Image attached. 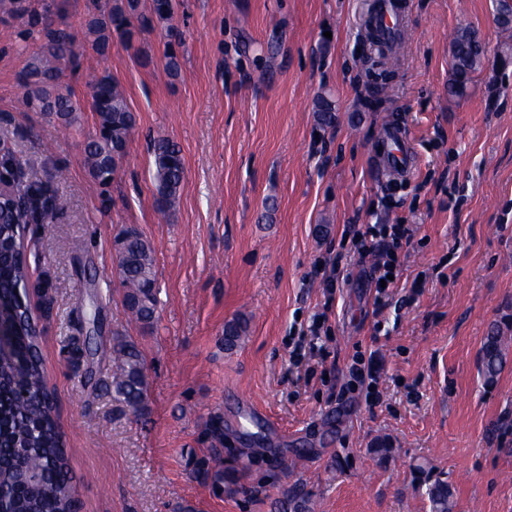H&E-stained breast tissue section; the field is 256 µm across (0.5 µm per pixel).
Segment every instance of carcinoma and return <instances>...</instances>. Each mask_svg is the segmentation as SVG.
Returning a JSON list of instances; mask_svg holds the SVG:
<instances>
[{
  "label": "carcinoma",
  "instance_id": "obj_1",
  "mask_svg": "<svg viewBox=\"0 0 512 512\" xmlns=\"http://www.w3.org/2000/svg\"><path fill=\"white\" fill-rule=\"evenodd\" d=\"M11 4L15 13L29 18L30 28L20 33L22 39L34 32L40 37L38 50L29 56L20 76L27 107L70 126L77 122V113L89 106L97 122L95 135L84 147L85 165L99 186H109L135 125L124 89L108 76L94 78L86 83L89 99L82 104L61 82L66 69L78 66L80 46L75 38L54 27L46 16L31 11L28 0H11ZM175 4L176 0H151L150 11L144 13L140 0L98 2L86 22L84 39L92 49L104 53L115 32L130 47L136 35L168 21ZM133 19L138 26L132 25ZM495 21L504 30L512 28V0H495ZM484 60L485 49L477 36L468 29L459 30L451 46L449 92L464 95L471 75ZM317 112L325 126L336 120L335 106L326 95L319 97ZM150 151L156 204L166 215L174 208L182 187L185 162L180 148L165 137L153 139ZM10 165L19 179L11 194L0 202V316L13 321L16 330L10 356L0 360V486L11 490V512H71L77 498L76 484L45 377L37 318L25 291L29 281L25 258L29 227L56 209L60 199L34 188L17 159H11ZM115 265L125 289V310L142 327L151 326L157 304L154 250L133 226L126 228L118 240ZM510 327L509 323H495L484 337L480 373L488 386L495 384L506 361L504 330ZM244 332L241 319L227 322L224 347L233 349ZM112 352L117 361L112 376L115 400L134 413L143 411L147 383L142 351L118 331L112 337ZM427 496L430 512H454V488L447 481L429 483Z\"/></svg>",
  "mask_w": 512,
  "mask_h": 512
}]
</instances>
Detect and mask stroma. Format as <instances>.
Instances as JSON below:
<instances>
[{
	"label": "stroma",
	"mask_w": 512,
	"mask_h": 512,
	"mask_svg": "<svg viewBox=\"0 0 512 512\" xmlns=\"http://www.w3.org/2000/svg\"><path fill=\"white\" fill-rule=\"evenodd\" d=\"M368 2L178 0L141 51L85 49L65 83L84 99L88 76H110L135 116L102 188L84 162L94 113L66 127L25 107L20 74L39 42L20 38L25 18L0 0V152L65 200L31 225L27 262L81 512H295L306 495L314 512H430L436 478L453 485L454 512H512V348L493 386L479 373L489 326L512 318V31L494 0H406L409 39L393 60L369 48ZM30 3L78 39L93 8ZM465 27L487 59L453 98L451 41ZM323 94L336 104L328 128ZM388 126L415 155L399 178L375 167ZM159 135L185 161L166 219L148 148ZM370 224L411 230L381 308L355 237ZM129 226L155 251L148 331L129 320L113 263ZM94 309L96 353L71 365L64 345ZM320 310L325 359L296 367L291 351ZM237 317L247 331L228 350L224 324ZM116 331L143 352L145 413L113 398Z\"/></svg>",
	"instance_id": "obj_1"
}]
</instances>
